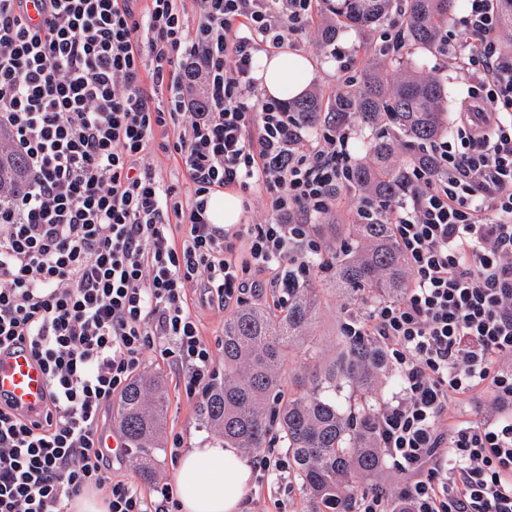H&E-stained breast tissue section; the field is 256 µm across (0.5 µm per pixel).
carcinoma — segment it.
<instances>
[{"label":"carcinoma","mask_w":512,"mask_h":512,"mask_svg":"<svg viewBox=\"0 0 512 512\" xmlns=\"http://www.w3.org/2000/svg\"><path fill=\"white\" fill-rule=\"evenodd\" d=\"M458 2L322 0L325 39L331 40L340 26L372 28L399 8L406 15L405 42L433 51L440 28ZM495 8L506 38L512 35V0H495ZM402 67L390 81L385 64H375L362 88L336 94L326 107L315 94L286 104V111L306 125L332 119L341 123L357 115L372 128L366 156L349 170L346 188L378 203L405 193V171L428 160V148L446 130L444 84L417 69L410 58ZM27 178L26 164L12 149L9 132H0V191L21 193ZM349 231L351 244L332 261V283L372 301L397 297L410 273L390 224L376 215L349 225ZM319 306L318 289L306 282L288 289V303L280 314L261 306L234 313L224 322V383L212 388L200 413L226 448H264L271 425H277L311 512H353L358 491L385 466L374 432L378 409L361 399L346 410L336 400V390L345 385L359 393L372 390L386 354L369 340L340 336L334 354L321 355L311 336ZM291 347L304 350L312 364L296 379L299 391L287 394L281 365ZM167 414L168 399L159 377H139L124 392L118 420L136 459L162 448Z\"/></svg>","instance_id":"1"}]
</instances>
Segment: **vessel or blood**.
I'll return each mask as SVG.
<instances>
[{"instance_id": "vessel-or-blood-1", "label": "vessel or blood", "mask_w": 512, "mask_h": 512, "mask_svg": "<svg viewBox=\"0 0 512 512\" xmlns=\"http://www.w3.org/2000/svg\"><path fill=\"white\" fill-rule=\"evenodd\" d=\"M29 417H42L47 398V378L29 355L18 352L0 355V396Z\"/></svg>"}]
</instances>
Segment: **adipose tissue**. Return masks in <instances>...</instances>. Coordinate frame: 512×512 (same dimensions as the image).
Segmentation results:
<instances>
[{
    "label": "adipose tissue",
    "mask_w": 512,
    "mask_h": 512,
    "mask_svg": "<svg viewBox=\"0 0 512 512\" xmlns=\"http://www.w3.org/2000/svg\"><path fill=\"white\" fill-rule=\"evenodd\" d=\"M254 77L270 97L285 100L305 91L312 67L303 55L280 52L262 57ZM173 482L179 512H242L252 466L239 449L209 442L179 458Z\"/></svg>",
    "instance_id": "adipose-tissue-1"
}]
</instances>
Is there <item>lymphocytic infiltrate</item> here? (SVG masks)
I'll use <instances>...</instances> for the list:
<instances>
[{
  "mask_svg": "<svg viewBox=\"0 0 512 512\" xmlns=\"http://www.w3.org/2000/svg\"><path fill=\"white\" fill-rule=\"evenodd\" d=\"M28 3L0 0V129L30 173L0 194V350L26 346L48 398L41 422L0 399V512H71L86 489L109 512H177L171 483L147 497L113 467L106 411L150 356L206 395L197 305L281 306L328 271L313 221L345 188L355 131L255 96L257 52L297 40L313 0H199L193 22L178 0H40L37 25ZM437 51L467 110L383 210L406 288L345 323L401 379L375 432L406 480L354 512H512V53L493 0H467ZM258 187L268 221L210 222L211 193Z\"/></svg>",
  "mask_w": 512,
  "mask_h": 512,
  "instance_id": "obj_1",
  "label": "lymphocytic infiltrate"
}]
</instances>
